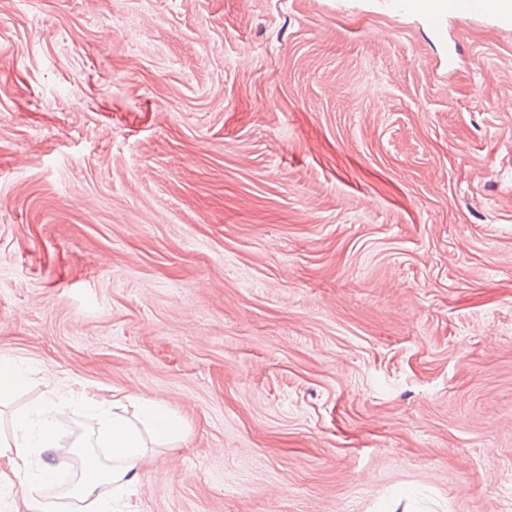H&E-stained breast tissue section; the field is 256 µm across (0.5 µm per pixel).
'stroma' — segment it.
<instances>
[{
    "label": "stroma",
    "instance_id": "1",
    "mask_svg": "<svg viewBox=\"0 0 512 512\" xmlns=\"http://www.w3.org/2000/svg\"><path fill=\"white\" fill-rule=\"evenodd\" d=\"M0 356L181 418L137 512H512V26L0 0Z\"/></svg>",
    "mask_w": 512,
    "mask_h": 512
}]
</instances>
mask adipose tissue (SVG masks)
<instances>
[{
  "mask_svg": "<svg viewBox=\"0 0 512 512\" xmlns=\"http://www.w3.org/2000/svg\"><path fill=\"white\" fill-rule=\"evenodd\" d=\"M80 416L85 426V449L80 455L82 476L69 492L82 502L84 512H131L120 501L138 495L142 476L138 459L144 446L138 426L111 411L105 403L79 396ZM61 408L55 402L17 416L4 454L6 469H0V490L22 487L23 512H50L35 494L54 474L51 464L62 444L58 437Z\"/></svg>",
  "mask_w": 512,
  "mask_h": 512,
  "instance_id": "ef3b65f1",
  "label": "adipose tissue"
}]
</instances>
